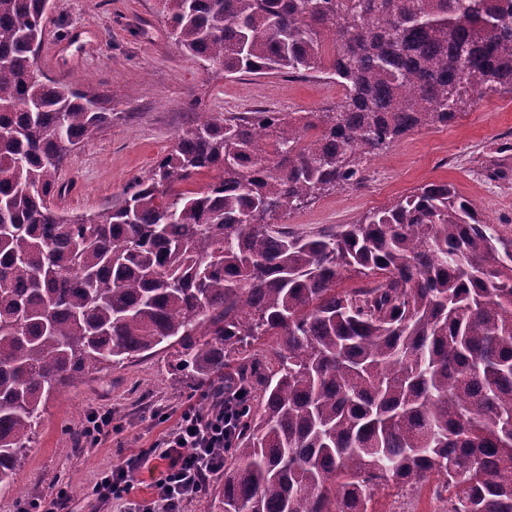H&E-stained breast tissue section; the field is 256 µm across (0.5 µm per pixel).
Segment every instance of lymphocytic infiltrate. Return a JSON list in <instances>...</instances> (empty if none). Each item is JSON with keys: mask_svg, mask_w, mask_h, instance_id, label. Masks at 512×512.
Returning a JSON list of instances; mask_svg holds the SVG:
<instances>
[{"mask_svg": "<svg viewBox=\"0 0 512 512\" xmlns=\"http://www.w3.org/2000/svg\"><path fill=\"white\" fill-rule=\"evenodd\" d=\"M236 395V390L227 388L209 408L190 406L182 411L160 443L168 468L156 481L152 500L135 501L129 496L131 474L140 464L136 457L99 473L94 494L116 502L119 512H185L200 497L205 480L224 471V450L233 424L231 400Z\"/></svg>", "mask_w": 512, "mask_h": 512, "instance_id": "1", "label": "lymphocytic infiltrate"}]
</instances>
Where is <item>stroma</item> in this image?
I'll list each match as a JSON object with an SVG mask.
<instances>
[{
    "label": "stroma",
    "instance_id": "stroma-1",
    "mask_svg": "<svg viewBox=\"0 0 512 512\" xmlns=\"http://www.w3.org/2000/svg\"><path fill=\"white\" fill-rule=\"evenodd\" d=\"M80 28L92 44L83 50L79 67L56 66L50 45ZM35 66L51 79L96 87L112 114L111 127L69 152L63 163L60 176L70 190L55 204L69 214L121 203L133 178L147 175L191 127L189 102L218 114L256 106L318 112L343 95L318 73L228 78L205 69L170 37L159 0H53ZM433 182L453 186L512 237V93L485 90L448 125L410 132L366 161L361 184L289 210L284 222L294 230L346 224ZM173 365L172 351L157 348L61 388L45 406L13 485L0 488V512H18L36 498L52 502L62 488L69 495L63 512H116L115 504H95V479L137 454L144 461L132 474V494L150 498L167 469L157 444L173 413L210 403L208 387L188 386ZM103 410L112 413L111 434L97 444L77 440L75 418ZM433 488L430 482L411 491L392 488L378 496L376 507L438 512Z\"/></svg>",
    "mask_w": 512,
    "mask_h": 512
}]
</instances>
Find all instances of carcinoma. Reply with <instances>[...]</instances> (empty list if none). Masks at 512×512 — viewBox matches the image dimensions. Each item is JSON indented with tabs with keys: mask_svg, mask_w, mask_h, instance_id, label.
<instances>
[{
	"mask_svg": "<svg viewBox=\"0 0 512 512\" xmlns=\"http://www.w3.org/2000/svg\"><path fill=\"white\" fill-rule=\"evenodd\" d=\"M160 2L202 65L319 72L343 98L197 112L82 220L52 205L62 161L112 113L31 76L50 0H0V485L61 387L164 343L191 381L240 389L223 512H374L389 482L433 475L444 512H512V238L446 183L331 230L279 223L466 100L512 93V0Z\"/></svg>",
	"mask_w": 512,
	"mask_h": 512,
	"instance_id": "obj_1",
	"label": "carcinoma"
}]
</instances>
